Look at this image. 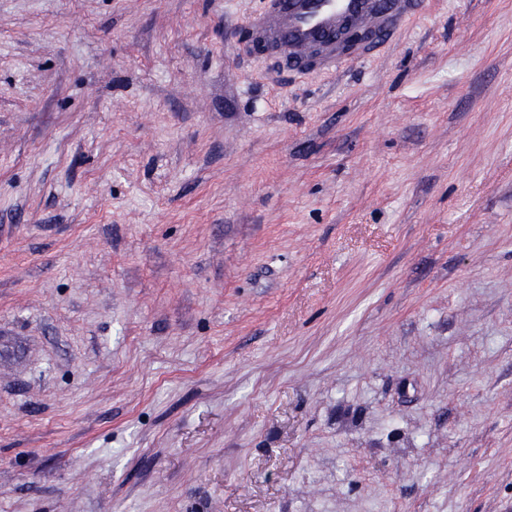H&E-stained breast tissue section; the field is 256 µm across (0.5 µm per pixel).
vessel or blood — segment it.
<instances>
[{"label":"vessel or blood","mask_w":512,"mask_h":512,"mask_svg":"<svg viewBox=\"0 0 512 512\" xmlns=\"http://www.w3.org/2000/svg\"><path fill=\"white\" fill-rule=\"evenodd\" d=\"M421 0H266L252 23L255 42L296 72L308 65L333 72L346 61L350 29L394 34Z\"/></svg>","instance_id":"1"}]
</instances>
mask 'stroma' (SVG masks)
I'll return each instance as SVG.
<instances>
[{
    "label": "stroma",
    "mask_w": 512,
    "mask_h": 512,
    "mask_svg": "<svg viewBox=\"0 0 512 512\" xmlns=\"http://www.w3.org/2000/svg\"><path fill=\"white\" fill-rule=\"evenodd\" d=\"M263 7L0 0V512H512V0ZM254 18L257 45L276 55L299 74L309 64L334 72L347 60L341 45L350 29L373 34L367 54L377 48V36L394 34L418 12L422 0H265Z\"/></svg>",
    "instance_id": "obj_1"
}]
</instances>
